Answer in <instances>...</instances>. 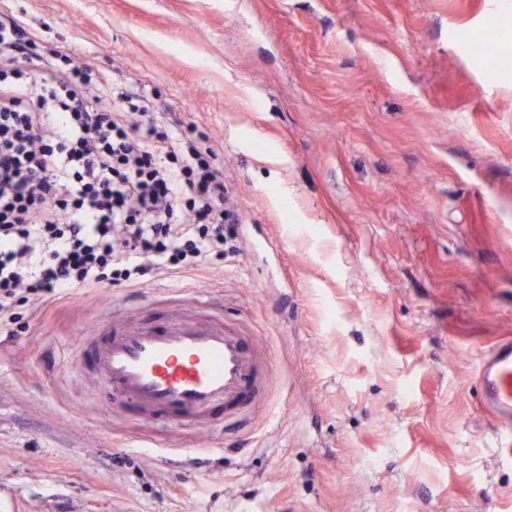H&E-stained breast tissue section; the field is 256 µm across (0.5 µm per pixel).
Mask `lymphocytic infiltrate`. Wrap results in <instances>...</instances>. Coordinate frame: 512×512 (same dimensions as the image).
Listing matches in <instances>:
<instances>
[{"label": "lymphocytic infiltrate", "instance_id": "lymphocytic-infiltrate-1", "mask_svg": "<svg viewBox=\"0 0 512 512\" xmlns=\"http://www.w3.org/2000/svg\"><path fill=\"white\" fill-rule=\"evenodd\" d=\"M205 138L0 13V331L75 288L223 260L238 218Z\"/></svg>", "mask_w": 512, "mask_h": 512}]
</instances>
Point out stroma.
Listing matches in <instances>:
<instances>
[{"label":"stroma","mask_w":512,"mask_h":512,"mask_svg":"<svg viewBox=\"0 0 512 512\" xmlns=\"http://www.w3.org/2000/svg\"><path fill=\"white\" fill-rule=\"evenodd\" d=\"M210 138L222 261L65 292L0 337L7 512H512L478 359L512 339V0H0ZM493 32L487 66L470 42ZM224 307L250 420L112 419L74 352L121 299Z\"/></svg>","instance_id":"obj_1"}]
</instances>
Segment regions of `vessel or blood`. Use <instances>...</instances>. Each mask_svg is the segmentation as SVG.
<instances>
[{
    "label": "vessel or blood",
    "instance_id": "obj_1",
    "mask_svg": "<svg viewBox=\"0 0 512 512\" xmlns=\"http://www.w3.org/2000/svg\"><path fill=\"white\" fill-rule=\"evenodd\" d=\"M78 349L91 359L106 406L135 408L173 430L203 421L219 406L232 415L258 405L273 385L258 351L212 313L203 296L159 324L144 318L82 336ZM476 380L483 407L501 434L499 448L512 459L511 339L482 355Z\"/></svg>",
    "mask_w": 512,
    "mask_h": 512
}]
</instances>
